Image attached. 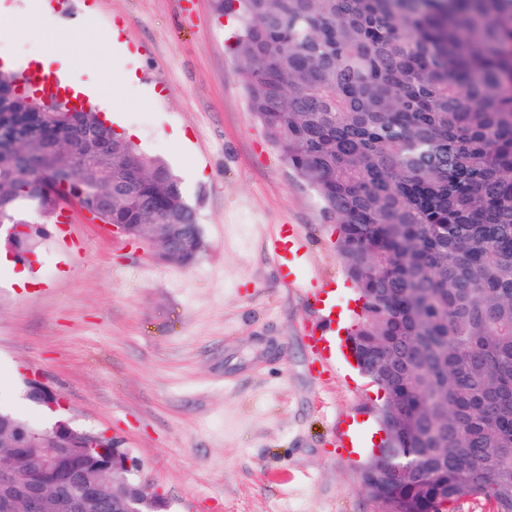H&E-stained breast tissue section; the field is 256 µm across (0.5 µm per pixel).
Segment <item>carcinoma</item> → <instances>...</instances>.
I'll return each mask as SVG.
<instances>
[{"label":"carcinoma","instance_id":"cac0c4a2","mask_svg":"<svg viewBox=\"0 0 512 512\" xmlns=\"http://www.w3.org/2000/svg\"><path fill=\"white\" fill-rule=\"evenodd\" d=\"M239 21L249 107L283 162L339 227L337 247L362 301L349 339L394 422L400 478L383 449L363 469L386 512H444L482 496L512 512V0H218ZM0 137L36 141L46 163L0 159V224L21 259L43 218L83 194L94 215L180 224L193 246L155 257L192 265L204 249L195 209L162 161L113 134L89 183L51 158L62 136L25 75L0 70ZM127 170L132 197L118 179ZM35 429L0 405V457L31 477L20 450ZM75 466L112 491V459L88 454L67 420L42 426Z\"/></svg>","mask_w":512,"mask_h":512}]
</instances>
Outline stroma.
Masks as SVG:
<instances>
[{"label": "stroma", "instance_id": "35a3bbf8", "mask_svg": "<svg viewBox=\"0 0 512 512\" xmlns=\"http://www.w3.org/2000/svg\"><path fill=\"white\" fill-rule=\"evenodd\" d=\"M0 6L15 13L0 59L47 53L50 74L120 100L113 129L179 176L206 242L181 268L76 210L67 234L47 225L31 285L0 269V403L46 423L23 385L42 376L73 425L131 449L169 512H380L362 465L381 393L349 362L319 374L306 336L320 308L282 281L268 247L276 225L299 226L347 318L357 294L337 224L250 111L215 0H70L40 27L30 0ZM114 36L123 48L110 54Z\"/></svg>", "mask_w": 512, "mask_h": 512}]
</instances>
